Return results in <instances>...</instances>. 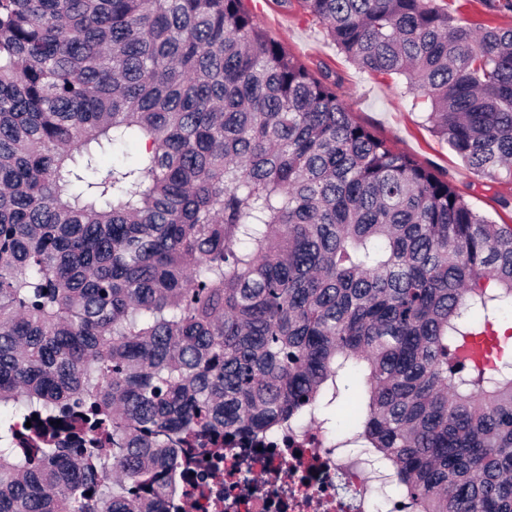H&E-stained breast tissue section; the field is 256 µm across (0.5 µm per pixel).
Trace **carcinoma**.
I'll return each mask as SVG.
<instances>
[{"mask_svg":"<svg viewBox=\"0 0 512 512\" xmlns=\"http://www.w3.org/2000/svg\"><path fill=\"white\" fill-rule=\"evenodd\" d=\"M303 3L512 182V26ZM338 87L243 0H0V512H168L195 448L305 421L417 512H512V225Z\"/></svg>","mask_w":512,"mask_h":512,"instance_id":"obj_1","label":"carcinoma"}]
</instances>
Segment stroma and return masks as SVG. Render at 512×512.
I'll return each instance as SVG.
<instances>
[{
  "label": "stroma",
  "instance_id": "obj_1",
  "mask_svg": "<svg viewBox=\"0 0 512 512\" xmlns=\"http://www.w3.org/2000/svg\"><path fill=\"white\" fill-rule=\"evenodd\" d=\"M264 31L311 70L339 79L354 118L396 150L448 180L474 210L500 224H512V183L495 182L467 167L426 122L428 102L405 94L386 76L360 69L339 53L319 21L299 0H245Z\"/></svg>",
  "mask_w": 512,
  "mask_h": 512
}]
</instances>
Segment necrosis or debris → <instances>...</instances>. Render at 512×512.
Segmentation results:
<instances>
[{
	"mask_svg": "<svg viewBox=\"0 0 512 512\" xmlns=\"http://www.w3.org/2000/svg\"><path fill=\"white\" fill-rule=\"evenodd\" d=\"M389 473L347 455L308 426L282 428L256 447L225 445L224 469L207 476L209 499L177 479L181 512H371Z\"/></svg>",
	"mask_w": 512,
	"mask_h": 512,
	"instance_id": "1",
	"label": "necrosis or debris"
}]
</instances>
